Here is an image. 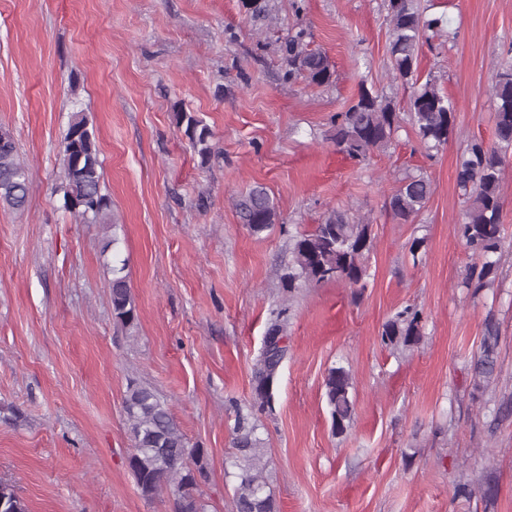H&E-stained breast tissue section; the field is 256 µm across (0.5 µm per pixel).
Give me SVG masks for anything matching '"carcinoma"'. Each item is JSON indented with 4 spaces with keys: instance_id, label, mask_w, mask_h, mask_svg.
Instances as JSON below:
<instances>
[{
    "instance_id": "1",
    "label": "carcinoma",
    "mask_w": 512,
    "mask_h": 512,
    "mask_svg": "<svg viewBox=\"0 0 512 512\" xmlns=\"http://www.w3.org/2000/svg\"><path fill=\"white\" fill-rule=\"evenodd\" d=\"M388 16L391 36L388 55L396 77L414 78L420 42L425 32L441 26V19H427L418 11L414 0H389ZM306 32L297 31L285 41L288 80L302 78L323 85L332 81L334 71L329 58L308 48ZM496 100L495 142L487 146L470 142L460 156L456 169L459 189L468 197L459 231L469 253L482 260L465 277V285L483 288L486 279L497 273L495 255L502 247V184L505 168L512 161V69L496 73L493 83ZM455 102L445 95L436 82L428 79L416 86L409 101L412 126L429 148L448 143L453 131ZM179 125L205 164L211 156L207 146L208 128L195 116L176 113ZM400 113L392 101L363 90L348 109L336 116L333 141L339 151L354 159H363L371 151L386 146L399 130ZM101 163L94 133L86 116H72L63 139L64 199L80 210L83 218L106 223L110 202L102 192ZM30 189V174L20 159L14 140L0 133V204L15 211L25 210ZM433 193L425 176H407L388 202L392 214L403 221L416 216ZM240 215L250 230L259 234L276 223L274 199L262 188L251 190L237 203ZM373 246L372 225L354 221L341 211H330L315 228L293 239L292 262L283 280L290 288L303 282L319 285L342 283L352 288L366 287V261ZM110 303L113 317L124 325L136 320V307L123 269L112 270ZM283 326L277 321L267 329L262 353L255 364L253 405L262 409L271 404L272 387L284 357L277 346ZM421 336V313L413 307L397 312L383 326L382 341L395 348L409 347ZM500 330L493 317L485 320L479 351L471 365L473 384L478 390L489 388L498 379ZM352 376L343 367L331 369L325 378V396L332 419L333 432L345 433L354 419L351 394ZM124 413L133 442L130 468L142 496L152 499L167 488L179 497L176 512H204L195 496L198 478L203 476L201 451L189 447L185 435L174 419L168 403L151 389L130 383L123 400ZM249 415L238 412L233 445L239 453L235 487L236 512H278L269 488L265 467L260 464V439ZM0 512H26L23 500L13 485L0 481Z\"/></svg>"
}]
</instances>
